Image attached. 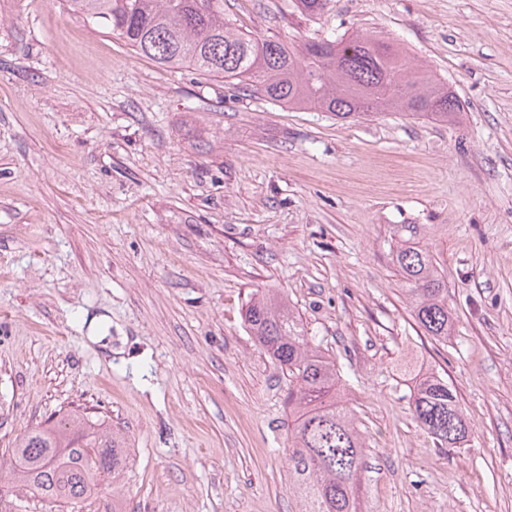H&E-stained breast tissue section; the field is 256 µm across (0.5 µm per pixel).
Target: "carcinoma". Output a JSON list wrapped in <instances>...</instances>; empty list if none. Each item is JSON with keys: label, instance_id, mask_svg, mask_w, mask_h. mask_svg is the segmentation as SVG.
Segmentation results:
<instances>
[{"label": "carcinoma", "instance_id": "obj_1", "mask_svg": "<svg viewBox=\"0 0 512 512\" xmlns=\"http://www.w3.org/2000/svg\"><path fill=\"white\" fill-rule=\"evenodd\" d=\"M68 10L121 36L139 55L166 67L188 65L236 83L278 105L314 107L339 119L406 112L454 120L462 104L446 84L420 72L403 51L373 34L307 41L297 47L235 28L224 0H65ZM404 239L394 264L426 335L446 343L453 326L448 282L434 255L412 241L414 226L395 225ZM242 320L256 346L288 374V470L299 512H361L364 443L351 410L339 400L336 360L310 342L288 300L255 290ZM412 412L440 445L460 448L470 429L458 392L441 376L411 378ZM126 448L112 427L71 412L17 437L0 461V484L42 499L77 505L123 474Z\"/></svg>", "mask_w": 512, "mask_h": 512}]
</instances>
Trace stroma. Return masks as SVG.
Segmentation results:
<instances>
[{
  "label": "stroma",
  "mask_w": 512,
  "mask_h": 512,
  "mask_svg": "<svg viewBox=\"0 0 512 512\" xmlns=\"http://www.w3.org/2000/svg\"><path fill=\"white\" fill-rule=\"evenodd\" d=\"M224 9L293 45L389 38L459 119L291 109L139 56L60 0H0V455L87 408L127 461L74 512H297L288 378L242 321L271 288L336 359L362 512H512V0ZM398 224L441 264L448 343L402 292ZM409 366L456 387L463 447L417 424Z\"/></svg>",
  "instance_id": "35a3bbf8"
}]
</instances>
